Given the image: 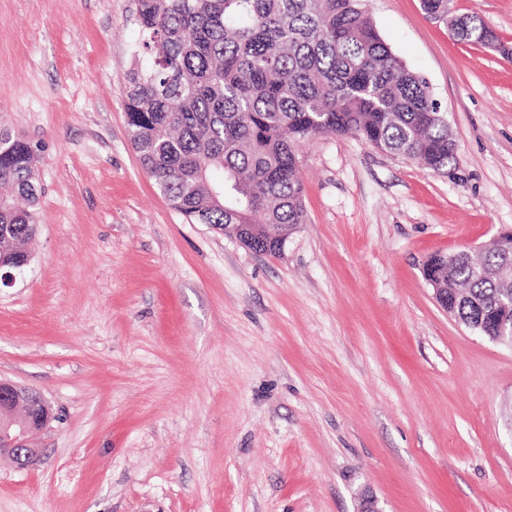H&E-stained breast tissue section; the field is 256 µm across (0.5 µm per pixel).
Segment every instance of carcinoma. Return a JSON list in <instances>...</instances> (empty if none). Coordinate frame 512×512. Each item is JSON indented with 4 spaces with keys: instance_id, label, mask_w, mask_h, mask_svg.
Listing matches in <instances>:
<instances>
[{
    "instance_id": "cac0c4a2",
    "label": "carcinoma",
    "mask_w": 512,
    "mask_h": 512,
    "mask_svg": "<svg viewBox=\"0 0 512 512\" xmlns=\"http://www.w3.org/2000/svg\"><path fill=\"white\" fill-rule=\"evenodd\" d=\"M431 18L448 0H423ZM139 41L124 76L128 135L171 207L190 224H244L264 233L304 223L299 147L323 134L356 136L393 155L448 170V118L427 81L406 70L364 0H136ZM481 21L452 35L479 43ZM38 147L0 129V227L22 246L36 235ZM509 251L436 253L425 279L448 289V309L481 329L512 320Z\"/></svg>"
}]
</instances>
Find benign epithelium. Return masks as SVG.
I'll list each match as a JSON object with an SVG mask.
<instances>
[{
	"mask_svg": "<svg viewBox=\"0 0 512 512\" xmlns=\"http://www.w3.org/2000/svg\"><path fill=\"white\" fill-rule=\"evenodd\" d=\"M50 415L39 393L0 379V455L21 468L32 465L40 456L37 436Z\"/></svg>",
	"mask_w": 512,
	"mask_h": 512,
	"instance_id": "obj_1",
	"label": "benign epithelium"
}]
</instances>
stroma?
<instances>
[{
  "label": "stroma",
  "mask_w": 512,
  "mask_h": 512,
  "mask_svg": "<svg viewBox=\"0 0 512 512\" xmlns=\"http://www.w3.org/2000/svg\"><path fill=\"white\" fill-rule=\"evenodd\" d=\"M458 142L447 172L353 136L300 148L305 222L257 254L171 208L129 141L135 0H0V126L38 145L0 378L43 394L0 512H512V348L423 276L512 229V62L420 0H365ZM512 46V0H454Z\"/></svg>",
  "instance_id": "obj_1"
}]
</instances>
